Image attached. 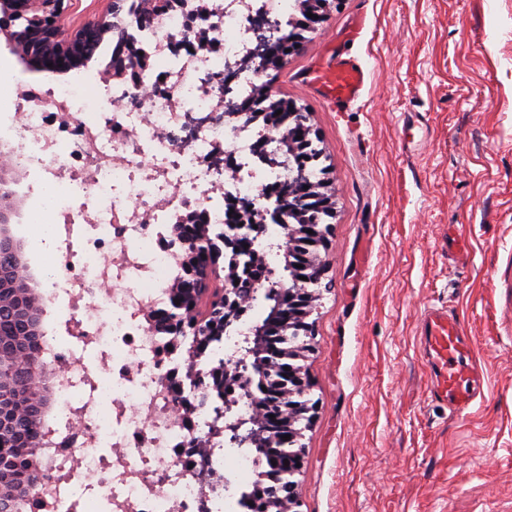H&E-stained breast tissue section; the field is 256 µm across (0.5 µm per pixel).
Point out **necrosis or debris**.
<instances>
[{"label": "necrosis or debris", "instance_id": "1", "mask_svg": "<svg viewBox=\"0 0 512 512\" xmlns=\"http://www.w3.org/2000/svg\"><path fill=\"white\" fill-rule=\"evenodd\" d=\"M293 14V0H185L146 26L129 16L123 34L147 56L144 71L12 97L9 156L40 173L59 256L42 295L65 309L39 341L53 407L36 451L44 480L24 512H224L223 494L202 499L200 474L178 457L200 438L212 469L225 468L196 380L215 353L160 328L182 275L173 228L202 212L212 233L229 230L232 197L273 208L283 175L254 153L265 131L228 103L248 100L261 77L249 61L255 19L284 28Z\"/></svg>", "mask_w": 512, "mask_h": 512}]
</instances>
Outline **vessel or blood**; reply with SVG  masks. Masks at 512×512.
<instances>
[{
    "label": "vessel or blood",
    "mask_w": 512,
    "mask_h": 512,
    "mask_svg": "<svg viewBox=\"0 0 512 512\" xmlns=\"http://www.w3.org/2000/svg\"><path fill=\"white\" fill-rule=\"evenodd\" d=\"M310 80L325 96L346 102L359 97L367 74L360 64L340 58L332 68L313 71ZM418 334L433 374L434 398L457 413H466L483 391V377L469 362L472 346L458 320L439 308H426L418 322Z\"/></svg>",
    "instance_id": "vessel-or-blood-1"
}]
</instances>
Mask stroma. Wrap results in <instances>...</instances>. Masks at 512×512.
Returning <instances> with one entry per match:
<instances>
[{
	"label": "stroma",
	"instance_id": "1",
	"mask_svg": "<svg viewBox=\"0 0 512 512\" xmlns=\"http://www.w3.org/2000/svg\"><path fill=\"white\" fill-rule=\"evenodd\" d=\"M334 53L368 73L357 100L328 103L306 81ZM0 60L36 88L106 78L99 59L35 70L1 35ZM262 79L306 113L335 204L297 512H512V0H333ZM0 172L19 199L10 234L39 272L31 177L1 154ZM431 305L458 317L484 377L462 416L432 396L417 334Z\"/></svg>",
	"mask_w": 512,
	"mask_h": 512
}]
</instances>
